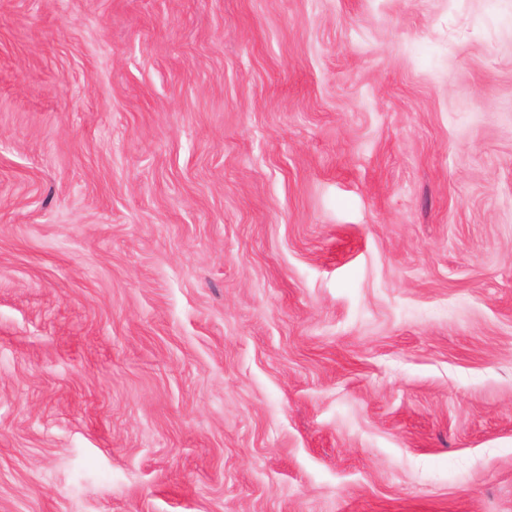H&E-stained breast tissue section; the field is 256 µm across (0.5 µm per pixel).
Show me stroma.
Here are the masks:
<instances>
[{
  "mask_svg": "<svg viewBox=\"0 0 512 512\" xmlns=\"http://www.w3.org/2000/svg\"><path fill=\"white\" fill-rule=\"evenodd\" d=\"M0 512H512V0H0Z\"/></svg>",
  "mask_w": 512,
  "mask_h": 512,
  "instance_id": "35a3bbf8",
  "label": "stroma"
}]
</instances>
